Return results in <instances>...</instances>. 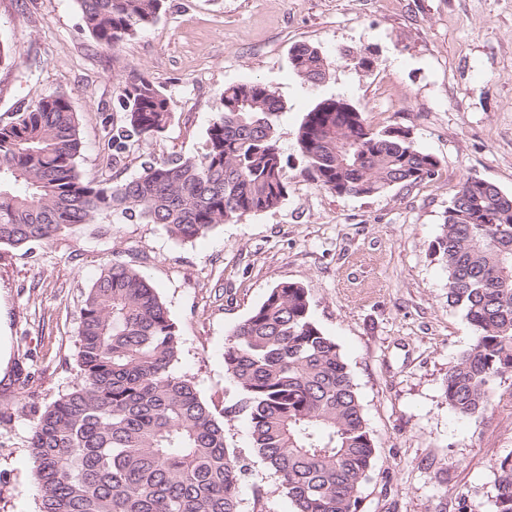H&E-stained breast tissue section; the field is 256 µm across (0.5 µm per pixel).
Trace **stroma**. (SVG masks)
I'll use <instances>...</instances> for the list:
<instances>
[{"mask_svg": "<svg viewBox=\"0 0 512 512\" xmlns=\"http://www.w3.org/2000/svg\"><path fill=\"white\" fill-rule=\"evenodd\" d=\"M0 124L31 100L64 94L79 115L81 177L122 181L144 162L200 154L224 90L259 82L283 105L287 196L274 208L192 240L159 224H83L27 246H0V512H36L26 440L32 411L77 381L80 308L101 269L134 262L181 337L178 373L223 408L234 383L224 342L283 282L306 288L314 319L338 344L378 449L361 512H458L490 505L497 459L512 453V387L492 408L457 417L443 379L474 331L448 304L432 254L463 178L512 195V0H166L158 21L101 47L77 0H0ZM317 47L327 76L310 83L292 50ZM369 52L370 68L358 65ZM141 73L173 101L166 128L108 168L106 124L118 78ZM343 99L376 130L409 129L440 159L434 180L370 196L339 195L303 172L295 132L317 103Z\"/></svg>", "mask_w": 512, "mask_h": 512, "instance_id": "35a3bbf8", "label": "stroma"}]
</instances>
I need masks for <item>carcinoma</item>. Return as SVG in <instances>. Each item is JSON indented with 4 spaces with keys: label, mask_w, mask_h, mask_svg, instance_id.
<instances>
[{
    "label": "carcinoma",
    "mask_w": 512,
    "mask_h": 512,
    "mask_svg": "<svg viewBox=\"0 0 512 512\" xmlns=\"http://www.w3.org/2000/svg\"><path fill=\"white\" fill-rule=\"evenodd\" d=\"M85 29L117 50L152 26L165 0H77ZM298 75H326L317 48H294ZM108 158L148 140L171 119L170 99L142 74L119 80ZM282 104L259 82L224 90L203 152L147 163L125 181H85L78 117L67 97L42 94L0 125V246L48 241L81 224L136 220L178 240L276 207L288 189L277 117ZM296 146L304 173L338 195H371L439 173L410 131H375L343 99L306 113ZM433 255L447 273L448 304L473 341L448 369L443 394L460 418L483 415L512 378V195L475 177L454 194ZM79 382L33 410L27 448L39 512H243L249 457L224 424L247 420L252 451L293 512H360L376 446L347 363L314 320L308 294L281 283L224 344L237 394L220 410L176 372L181 338L156 288L133 264L102 269L80 308ZM493 512H512V455L496 462ZM272 491L253 486L251 512Z\"/></svg>",
    "instance_id": "carcinoma-1"
}]
</instances>
